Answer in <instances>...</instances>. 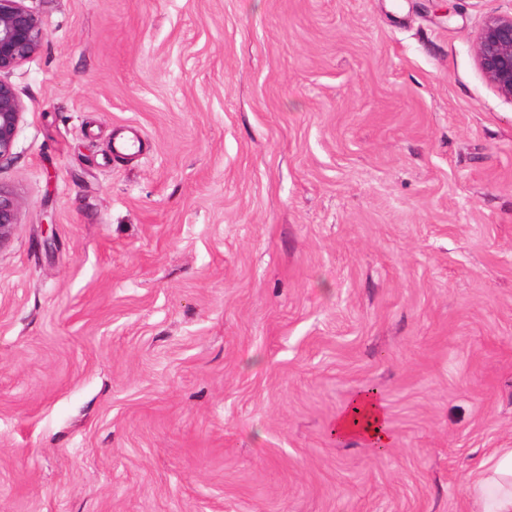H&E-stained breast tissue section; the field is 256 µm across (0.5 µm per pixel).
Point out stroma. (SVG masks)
Listing matches in <instances>:
<instances>
[{"label": "stroma", "instance_id": "obj_1", "mask_svg": "<svg viewBox=\"0 0 512 512\" xmlns=\"http://www.w3.org/2000/svg\"><path fill=\"white\" fill-rule=\"evenodd\" d=\"M27 4L0 512H472L512 448V102L474 49L512 0ZM371 387L382 454L328 432Z\"/></svg>", "mask_w": 512, "mask_h": 512}]
</instances>
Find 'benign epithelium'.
<instances>
[{
    "mask_svg": "<svg viewBox=\"0 0 512 512\" xmlns=\"http://www.w3.org/2000/svg\"><path fill=\"white\" fill-rule=\"evenodd\" d=\"M48 40L39 14L26 0H0V75L9 74ZM478 67L497 93L512 102V11L482 23L475 42ZM23 117L14 87L0 78V164L10 160ZM18 225V202L0 186V249Z\"/></svg>",
    "mask_w": 512,
    "mask_h": 512,
    "instance_id": "1",
    "label": "benign epithelium"
}]
</instances>
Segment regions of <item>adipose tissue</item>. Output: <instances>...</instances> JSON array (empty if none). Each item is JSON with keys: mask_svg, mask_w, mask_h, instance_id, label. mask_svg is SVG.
Here are the masks:
<instances>
[{"mask_svg": "<svg viewBox=\"0 0 512 512\" xmlns=\"http://www.w3.org/2000/svg\"><path fill=\"white\" fill-rule=\"evenodd\" d=\"M336 439L360 438L377 448L393 445L384 408L377 394L364 390L351 397L331 426ZM473 512H512V448L484 457L467 487Z\"/></svg>", "mask_w": 512, "mask_h": 512, "instance_id": "obj_1", "label": "adipose tissue"}]
</instances>
